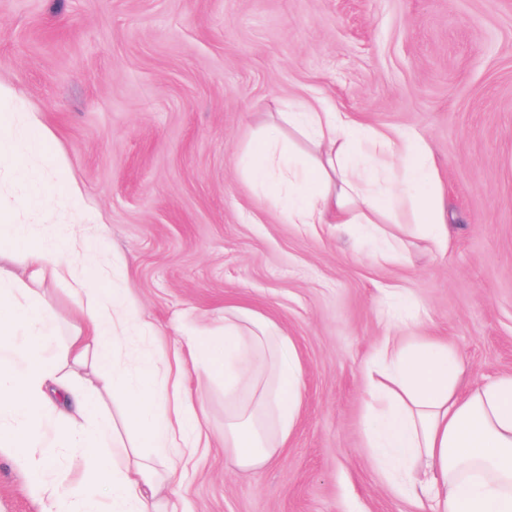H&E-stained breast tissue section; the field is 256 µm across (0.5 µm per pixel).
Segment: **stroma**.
Returning a JSON list of instances; mask_svg holds the SVG:
<instances>
[{
  "label": "stroma",
  "instance_id": "obj_1",
  "mask_svg": "<svg viewBox=\"0 0 512 512\" xmlns=\"http://www.w3.org/2000/svg\"><path fill=\"white\" fill-rule=\"evenodd\" d=\"M0 83L51 132L82 192L21 221L54 236L83 210L93 250L119 262L165 369L185 336L219 333L238 305L277 322L304 369L287 448L257 471L225 451L224 379L184 363L211 448L180 481L185 512H415L378 474L362 424L383 337L443 336L464 387L512 374V0H0ZM321 97L364 124L412 131L433 152L452 219L445 253L413 225L406 257L287 223L241 160L279 113ZM410 295L393 317L392 290ZM72 329L69 291L38 288ZM11 453L0 512H43Z\"/></svg>",
  "mask_w": 512,
  "mask_h": 512
}]
</instances>
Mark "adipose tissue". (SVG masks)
<instances>
[{
  "instance_id": "obj_1",
  "label": "adipose tissue",
  "mask_w": 512,
  "mask_h": 512,
  "mask_svg": "<svg viewBox=\"0 0 512 512\" xmlns=\"http://www.w3.org/2000/svg\"><path fill=\"white\" fill-rule=\"evenodd\" d=\"M283 119L312 143L298 155L292 142L269 131L242 160L249 180L270 191L292 224H340L377 241L375 260L403 255L391 225L411 212L425 249L446 251L450 237L436 190L428 144L410 132L388 133L345 113L307 108ZM49 132L31 112L0 124V155L39 156L28 174L31 191L17 209L0 210V239L24 248V268L0 252V450L13 452L44 512H180L158 498V470L148 448H179L180 467L208 447L198 401L174 377L158 392L151 359L136 377L114 347L133 326L128 294L99 286L103 268L85 261L86 240L75 225L50 242L33 243L20 213L48 207L43 183L58 175L45 153ZM69 286L77 322L63 356L51 350L57 329L52 306L35 284ZM189 354L204 372L221 371L227 406L224 446L240 468L257 469L285 448L299 419L303 367L290 339L268 317L237 306L224 310L219 335H191ZM381 379L368 388L363 431L384 477L398 495L430 512H512V375L462 388V365L441 340L410 345L386 339ZM123 396L126 422L141 441L124 443L104 415L102 393ZM57 425L53 445L73 449L82 464L78 494L66 493V473L47 478L30 456L42 447V423Z\"/></svg>"
}]
</instances>
